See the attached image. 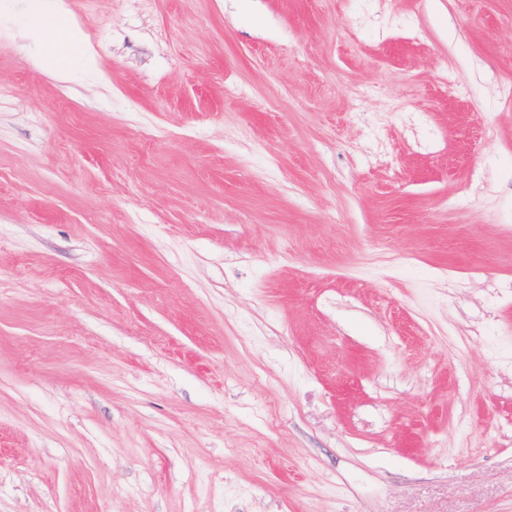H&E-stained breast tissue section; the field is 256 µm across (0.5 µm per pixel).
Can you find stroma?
Returning a JSON list of instances; mask_svg holds the SVG:
<instances>
[{"label":"stroma","instance_id":"stroma-1","mask_svg":"<svg viewBox=\"0 0 512 512\" xmlns=\"http://www.w3.org/2000/svg\"><path fill=\"white\" fill-rule=\"evenodd\" d=\"M0 10V512H512V0ZM28 10L35 23L27 32V38L40 52L34 58L35 65L44 71H52L61 79L67 80L69 72L61 62L64 55L81 52L88 69L94 67V58L84 52L75 24L68 18L61 0H27Z\"/></svg>","mask_w":512,"mask_h":512}]
</instances>
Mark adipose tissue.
Segmentation results:
<instances>
[{
	"mask_svg": "<svg viewBox=\"0 0 512 512\" xmlns=\"http://www.w3.org/2000/svg\"><path fill=\"white\" fill-rule=\"evenodd\" d=\"M28 10L35 22L27 32V38L40 52L35 65L44 71L56 73L68 79L69 72L62 62L63 57L82 53L81 39L75 24L69 19L61 0H27ZM86 67H93L91 54L82 53Z\"/></svg>",
	"mask_w": 512,
	"mask_h": 512,
	"instance_id": "ef3b65f1",
	"label": "adipose tissue"
}]
</instances>
